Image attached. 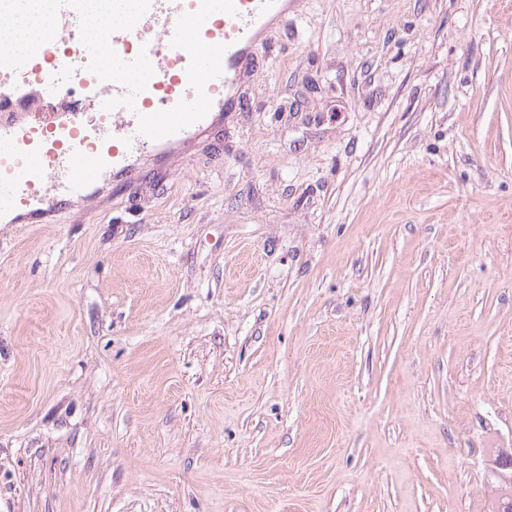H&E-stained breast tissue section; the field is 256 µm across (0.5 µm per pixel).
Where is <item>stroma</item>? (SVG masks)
<instances>
[{
	"mask_svg": "<svg viewBox=\"0 0 512 512\" xmlns=\"http://www.w3.org/2000/svg\"><path fill=\"white\" fill-rule=\"evenodd\" d=\"M245 104L0 213V512H490L512 0H289Z\"/></svg>",
	"mask_w": 512,
	"mask_h": 512,
	"instance_id": "obj_1",
	"label": "stroma"
}]
</instances>
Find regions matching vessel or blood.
I'll return each instance as SVG.
<instances>
[{"mask_svg":"<svg viewBox=\"0 0 512 512\" xmlns=\"http://www.w3.org/2000/svg\"><path fill=\"white\" fill-rule=\"evenodd\" d=\"M57 26L20 50L0 49V77H21L51 44L79 40L77 55L48 84L60 95L84 81L87 101L112 102L113 113L94 125L76 112H40L35 120L0 117V212L37 200L42 184L65 196L84 193L104 168L130 179L125 156L184 140L213 112L236 110L241 71L266 46L269 29L288 21V0H137L131 22L85 34L80 0H55ZM142 50L129 52L132 41ZM117 51L111 75L84 80L81 63L97 58L103 42Z\"/></svg>","mask_w":512,"mask_h":512,"instance_id":"b4317fda","label":"vessel or blood"}]
</instances>
